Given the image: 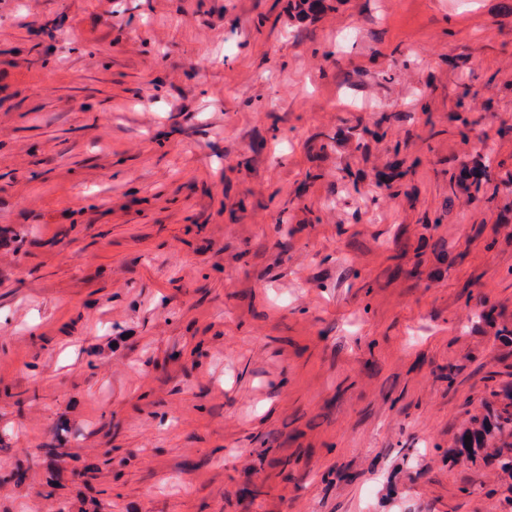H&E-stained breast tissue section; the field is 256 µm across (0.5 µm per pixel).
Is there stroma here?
<instances>
[{"instance_id":"obj_1","label":"stroma","mask_w":512,"mask_h":512,"mask_svg":"<svg viewBox=\"0 0 512 512\" xmlns=\"http://www.w3.org/2000/svg\"><path fill=\"white\" fill-rule=\"evenodd\" d=\"M506 2L0 0V512H512L451 461L512 191L432 221L449 159L512 170ZM327 9L326 0H288V17L303 24L309 19H316ZM404 117L405 116L400 113L383 115L374 120L370 125L349 127L346 132L340 131L336 133V137L324 135L326 141H324L320 147L321 149H326L333 144L338 146L341 143H347L350 144L355 151L367 153L369 152L372 142H380L387 136L389 127L385 126V124L389 123L391 119L399 121ZM400 145L393 148V159L388 162L382 169L377 170L374 174L375 184L386 191H392L395 188L402 187L405 177L412 173V169L417 165L416 159L409 165L405 158H399Z\"/></svg>"}]
</instances>
